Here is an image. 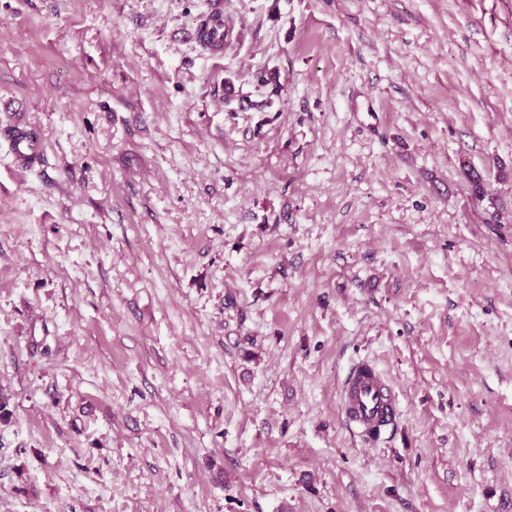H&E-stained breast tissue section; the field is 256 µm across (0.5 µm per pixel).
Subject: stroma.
Returning <instances> with one entry per match:
<instances>
[{
    "label": "stroma",
    "mask_w": 512,
    "mask_h": 512,
    "mask_svg": "<svg viewBox=\"0 0 512 512\" xmlns=\"http://www.w3.org/2000/svg\"><path fill=\"white\" fill-rule=\"evenodd\" d=\"M0 512H512V0H0ZM192 36L201 47L211 53L224 50V11L216 8L202 17L192 31ZM27 132L19 127L15 130L14 137L10 139V146L15 160L21 167H29L40 157L37 142L27 137ZM346 421L370 443L398 418L396 395L389 380L368 362L354 365L340 393Z\"/></svg>",
    "instance_id": "35a3bbf8"
}]
</instances>
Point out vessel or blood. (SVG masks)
Here are the masks:
<instances>
[{
    "label": "vessel or blood",
    "instance_id": "b4317fda",
    "mask_svg": "<svg viewBox=\"0 0 512 512\" xmlns=\"http://www.w3.org/2000/svg\"><path fill=\"white\" fill-rule=\"evenodd\" d=\"M192 36L203 49L212 53L223 52V11L217 8L202 17ZM10 146L20 166H30L40 157L37 143L27 137L23 129H16ZM340 400L346 421L358 431L366 443L393 425L398 417L392 385L367 362L358 363L349 370L341 389Z\"/></svg>",
    "mask_w": 512,
    "mask_h": 512
}]
</instances>
